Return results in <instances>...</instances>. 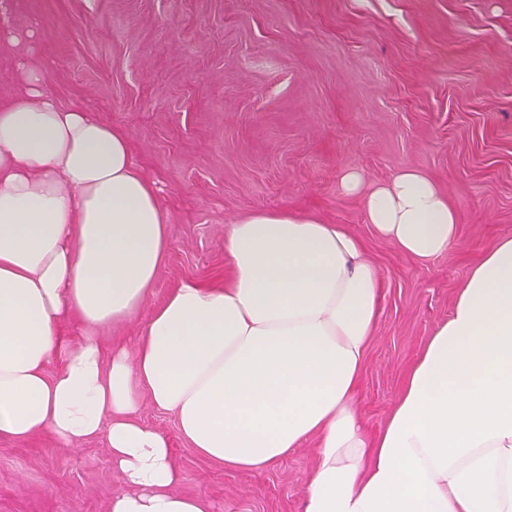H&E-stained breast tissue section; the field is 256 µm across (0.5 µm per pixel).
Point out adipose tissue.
I'll use <instances>...</instances> for the list:
<instances>
[{
  "instance_id": "1",
  "label": "adipose tissue",
  "mask_w": 512,
  "mask_h": 512,
  "mask_svg": "<svg viewBox=\"0 0 512 512\" xmlns=\"http://www.w3.org/2000/svg\"><path fill=\"white\" fill-rule=\"evenodd\" d=\"M17 71L0 98V438L47 432L70 448L106 434L130 486L109 512H207L204 497L175 492L168 440L139 420L146 401L230 472L317 437L303 512H512V235L470 268L373 438L354 405L380 275L342 224L248 215L224 236V283L183 281L134 351L107 355L100 329L147 306L167 214L124 130L59 105L42 65ZM340 189L419 263L459 237L458 211L421 171L369 191L350 171Z\"/></svg>"
}]
</instances>
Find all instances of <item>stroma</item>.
Here are the masks:
<instances>
[{"label": "stroma", "instance_id": "35a3bbf8", "mask_svg": "<svg viewBox=\"0 0 512 512\" xmlns=\"http://www.w3.org/2000/svg\"><path fill=\"white\" fill-rule=\"evenodd\" d=\"M0 24L34 30L19 53L60 104L126 131L167 213L150 304L104 330L105 345L134 350L182 281L223 280L224 233L249 214L342 224L383 289L354 405L377 434L470 266L512 235V0H0ZM408 168L461 216L451 250L424 265L339 188L350 170L371 188ZM140 418L169 439L176 492L209 512H302L315 441L230 473L194 455L170 415L147 404ZM124 490L105 438L0 440V512H108Z\"/></svg>", "mask_w": 512, "mask_h": 512}]
</instances>
